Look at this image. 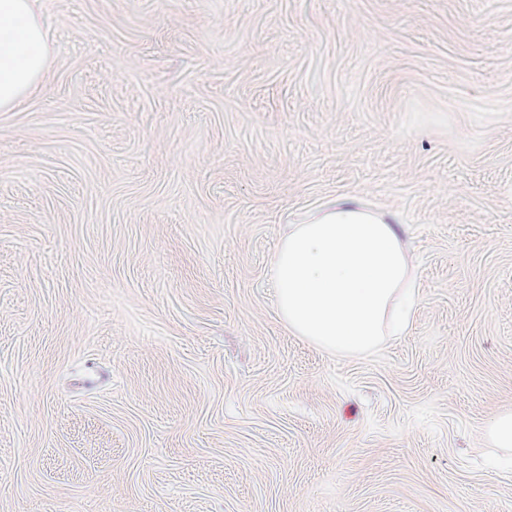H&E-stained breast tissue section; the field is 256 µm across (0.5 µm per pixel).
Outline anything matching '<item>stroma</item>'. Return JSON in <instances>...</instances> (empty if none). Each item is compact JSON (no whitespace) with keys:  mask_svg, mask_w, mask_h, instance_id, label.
Masks as SVG:
<instances>
[{"mask_svg":"<svg viewBox=\"0 0 512 512\" xmlns=\"http://www.w3.org/2000/svg\"><path fill=\"white\" fill-rule=\"evenodd\" d=\"M0 112V512H512V0H41ZM394 224L408 335L330 354L272 256ZM494 448H512V412L496 417L488 428Z\"/></svg>","mask_w":512,"mask_h":512,"instance_id":"1","label":"stroma"}]
</instances>
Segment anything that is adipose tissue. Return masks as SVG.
<instances>
[{
  "mask_svg": "<svg viewBox=\"0 0 512 512\" xmlns=\"http://www.w3.org/2000/svg\"><path fill=\"white\" fill-rule=\"evenodd\" d=\"M40 0H0V112L40 84L50 46ZM276 308L290 332L327 352L364 355L406 335L420 290L391 224L336 202L289 225L273 255Z\"/></svg>",
  "mask_w": 512,
  "mask_h": 512,
  "instance_id": "adipose-tissue-1",
  "label": "adipose tissue"
}]
</instances>
